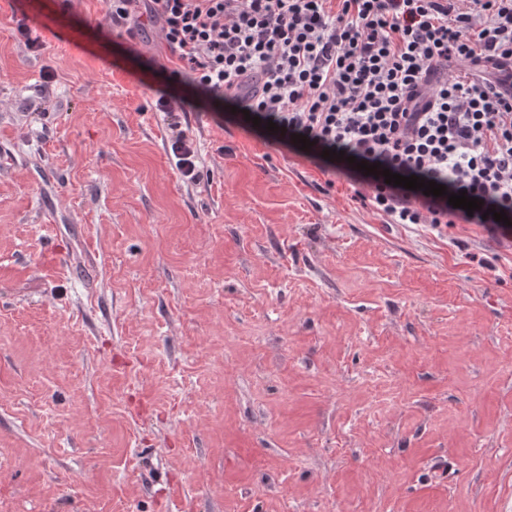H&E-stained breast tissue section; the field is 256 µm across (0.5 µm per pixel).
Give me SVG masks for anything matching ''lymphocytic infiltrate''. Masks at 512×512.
<instances>
[{
  "label": "lymphocytic infiltrate",
  "mask_w": 512,
  "mask_h": 512,
  "mask_svg": "<svg viewBox=\"0 0 512 512\" xmlns=\"http://www.w3.org/2000/svg\"><path fill=\"white\" fill-rule=\"evenodd\" d=\"M142 13L177 58L170 81L273 121V143L302 134L314 164L341 151L445 185L361 176L389 223L512 242V0H107L113 25ZM459 192L480 209L449 205Z\"/></svg>",
  "instance_id": "f902f5d3"
}]
</instances>
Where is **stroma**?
Masks as SVG:
<instances>
[{
    "mask_svg": "<svg viewBox=\"0 0 512 512\" xmlns=\"http://www.w3.org/2000/svg\"><path fill=\"white\" fill-rule=\"evenodd\" d=\"M105 13L0 0V512H512V245L387 223ZM170 151L175 160V167L180 176L187 181H196L199 176L197 169V151L193 139L187 129H183L179 121L170 123Z\"/></svg>",
    "mask_w": 512,
    "mask_h": 512,
    "instance_id": "stroma-1",
    "label": "stroma"
}]
</instances>
